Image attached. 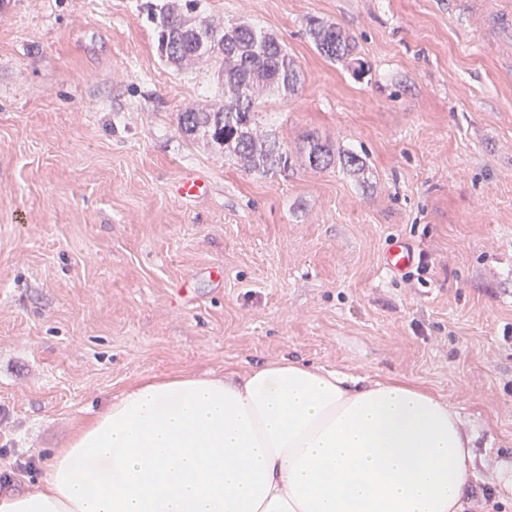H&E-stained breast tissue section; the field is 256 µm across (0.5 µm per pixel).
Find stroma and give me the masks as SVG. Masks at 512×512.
I'll use <instances>...</instances> for the list:
<instances>
[{
    "instance_id": "stroma-1",
    "label": "stroma",
    "mask_w": 512,
    "mask_h": 512,
    "mask_svg": "<svg viewBox=\"0 0 512 512\" xmlns=\"http://www.w3.org/2000/svg\"><path fill=\"white\" fill-rule=\"evenodd\" d=\"M150 3L0 0V494L126 385L285 356L448 403L512 512V71L448 0H202L303 73L261 109L292 162L261 175L181 132L224 90L161 59ZM313 18L353 55H319ZM309 133L363 170L310 168ZM412 250L403 242L395 240L387 252V265L394 270L401 271L413 263Z\"/></svg>"
}]
</instances>
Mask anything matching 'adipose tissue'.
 Here are the masks:
<instances>
[{
  "label": "adipose tissue",
  "mask_w": 512,
  "mask_h": 512,
  "mask_svg": "<svg viewBox=\"0 0 512 512\" xmlns=\"http://www.w3.org/2000/svg\"><path fill=\"white\" fill-rule=\"evenodd\" d=\"M471 436L396 378L284 357L241 378L195 372L123 388L0 512H462Z\"/></svg>",
  "instance_id": "adipose-tissue-1"
}]
</instances>
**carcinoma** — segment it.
Wrapping results in <instances>:
<instances>
[{
  "label": "carcinoma",
  "instance_id": "cac0c4a2",
  "mask_svg": "<svg viewBox=\"0 0 512 512\" xmlns=\"http://www.w3.org/2000/svg\"><path fill=\"white\" fill-rule=\"evenodd\" d=\"M157 51L170 64H207L224 76V104L218 108H187L178 115L182 133L202 131L211 142L251 171L268 175L288 168L290 155L276 136L259 130L257 107L263 95L286 96L301 83V71L287 48L273 35L250 24L217 26L200 9V0L178 7L170 0L151 11ZM320 55L329 61L345 59L354 40L340 26L314 20L307 30ZM305 160L313 169L337 163L360 170L364 160L354 153L335 157L314 135L306 137Z\"/></svg>",
  "mask_w": 512,
  "mask_h": 512
}]
</instances>
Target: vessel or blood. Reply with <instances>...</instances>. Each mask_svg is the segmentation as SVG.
<instances>
[{
	"mask_svg": "<svg viewBox=\"0 0 512 512\" xmlns=\"http://www.w3.org/2000/svg\"><path fill=\"white\" fill-rule=\"evenodd\" d=\"M459 14L470 17L484 32L490 49L505 63H512V0H456ZM414 259L403 242H393L387 252V264L401 271Z\"/></svg>",
	"mask_w": 512,
	"mask_h": 512,
	"instance_id": "vessel-or-blood-1",
	"label": "vessel or blood"
}]
</instances>
